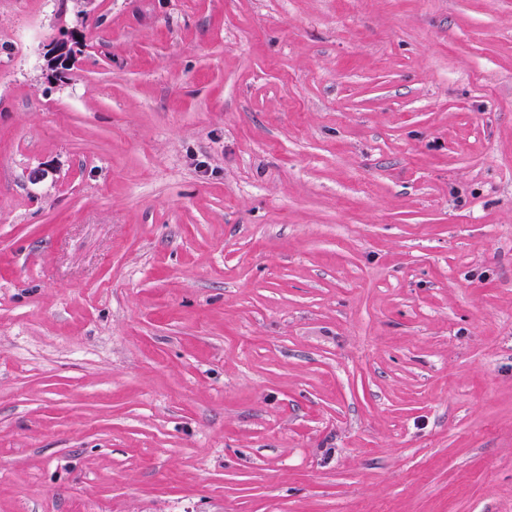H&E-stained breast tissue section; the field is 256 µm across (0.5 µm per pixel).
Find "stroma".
<instances>
[{
  "mask_svg": "<svg viewBox=\"0 0 512 512\" xmlns=\"http://www.w3.org/2000/svg\"><path fill=\"white\" fill-rule=\"evenodd\" d=\"M0 512H512V0H0Z\"/></svg>",
  "mask_w": 512,
  "mask_h": 512,
  "instance_id": "35a3bbf8",
  "label": "stroma"
}]
</instances>
